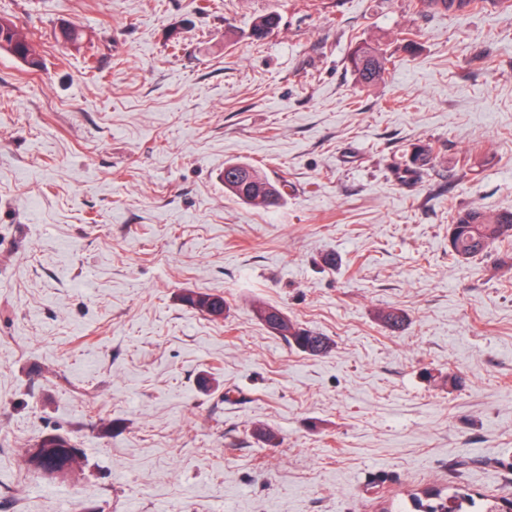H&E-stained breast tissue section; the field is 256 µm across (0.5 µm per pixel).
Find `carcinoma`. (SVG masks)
<instances>
[{
  "label": "carcinoma",
  "mask_w": 512,
  "mask_h": 512,
  "mask_svg": "<svg viewBox=\"0 0 512 512\" xmlns=\"http://www.w3.org/2000/svg\"><path fill=\"white\" fill-rule=\"evenodd\" d=\"M465 5L471 0H415V8L420 12L439 10V6L452 3ZM280 23L275 13H266L255 21L250 37L254 40L264 39ZM60 39L63 45L76 49L81 48L84 34L78 28L68 24L60 27ZM12 55L25 66L38 69L43 66L32 46L31 34L7 17H0V53ZM388 59L383 52L367 46L357 47L351 55V64L362 86H372L384 80ZM433 159L430 146L415 147L410 157V166L405 171L417 174L425 169ZM224 189L238 200L266 208L280 205L282 194L277 184L271 181L256 167L247 164H229L224 167ZM448 236L452 237L450 249L458 258L469 259L484 253L491 244L512 237V212L491 213L478 208L458 213L453 224L448 228ZM181 301L189 308L200 312L213 320L224 317V297L206 291H190L181 296ZM256 318L284 337L288 344L299 351L317 357L327 353L331 340L319 333L302 327L290 319L280 309L257 303L254 306ZM380 320L392 331L402 329L406 317L398 311H383ZM72 440L62 434L46 433L27 449L33 457L27 458L32 469L51 477H67L77 471V460L64 463ZM468 495L462 488H454L450 496L442 495L441 491L427 493V501L415 500L416 512H464L463 500Z\"/></svg>",
  "instance_id": "obj_1"
}]
</instances>
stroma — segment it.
Returning a JSON list of instances; mask_svg holds the SVG:
<instances>
[{
  "mask_svg": "<svg viewBox=\"0 0 512 512\" xmlns=\"http://www.w3.org/2000/svg\"><path fill=\"white\" fill-rule=\"evenodd\" d=\"M413 2L0 0L44 62L0 54V512L512 498V241L448 251L457 212H512V7ZM360 43L384 82L358 85ZM425 143L421 177L394 170ZM229 162L280 206L225 192ZM258 301L330 351L290 346ZM53 431L83 454L65 478L25 463ZM224 189L244 203L266 208L278 207L282 199L277 184L247 164L224 167ZM181 301L189 308L213 320L224 316V298L221 295L206 291H190L181 296Z\"/></svg>",
  "mask_w": 512,
  "mask_h": 512,
  "instance_id": "35a3bbf8",
  "label": "stroma"
}]
</instances>
